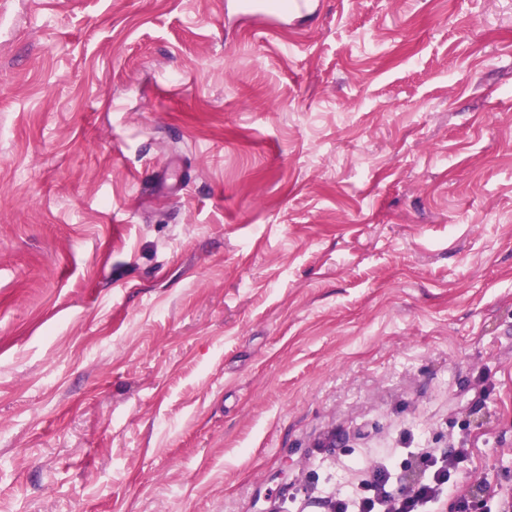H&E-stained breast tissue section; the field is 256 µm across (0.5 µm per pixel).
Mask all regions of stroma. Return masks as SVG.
Masks as SVG:
<instances>
[{"label":"stroma","mask_w":512,"mask_h":512,"mask_svg":"<svg viewBox=\"0 0 512 512\" xmlns=\"http://www.w3.org/2000/svg\"><path fill=\"white\" fill-rule=\"evenodd\" d=\"M512 488V0H0V512ZM456 452L439 456L420 457L416 466L423 469L424 478L408 491L397 489L390 468L380 467L373 473L369 488L334 500L336 511L328 506V512H421L447 490L451 465Z\"/></svg>","instance_id":"1"}]
</instances>
